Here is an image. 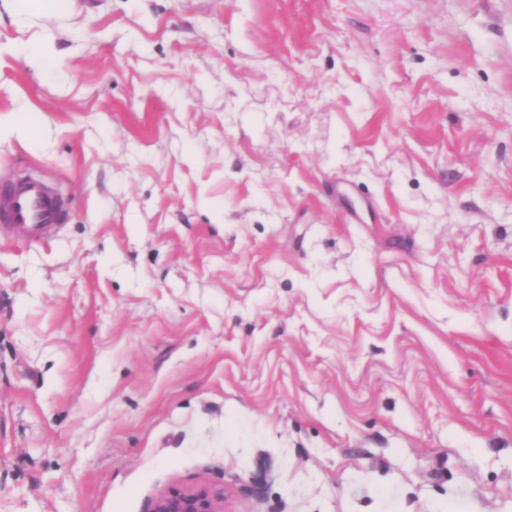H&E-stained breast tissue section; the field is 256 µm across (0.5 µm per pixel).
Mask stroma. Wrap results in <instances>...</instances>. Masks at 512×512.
<instances>
[{"mask_svg":"<svg viewBox=\"0 0 512 512\" xmlns=\"http://www.w3.org/2000/svg\"><path fill=\"white\" fill-rule=\"evenodd\" d=\"M36 24L0 184L67 211L0 239V512H512V0ZM19 52L34 68L45 71L54 68V54L49 36L41 30H33L19 45ZM65 203L41 179L23 176L0 192L1 234L20 242H44L59 234ZM224 492L209 484H197L160 494L149 512H223Z\"/></svg>","mask_w":512,"mask_h":512,"instance_id":"stroma-1","label":"stroma"}]
</instances>
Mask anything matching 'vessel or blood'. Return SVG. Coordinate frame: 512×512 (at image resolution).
<instances>
[{"label": "vessel or blood", "mask_w": 512, "mask_h": 512, "mask_svg": "<svg viewBox=\"0 0 512 512\" xmlns=\"http://www.w3.org/2000/svg\"><path fill=\"white\" fill-rule=\"evenodd\" d=\"M65 203L41 179L23 176L0 192V235L20 242H44L63 228Z\"/></svg>", "instance_id": "vessel-or-blood-1"}]
</instances>
